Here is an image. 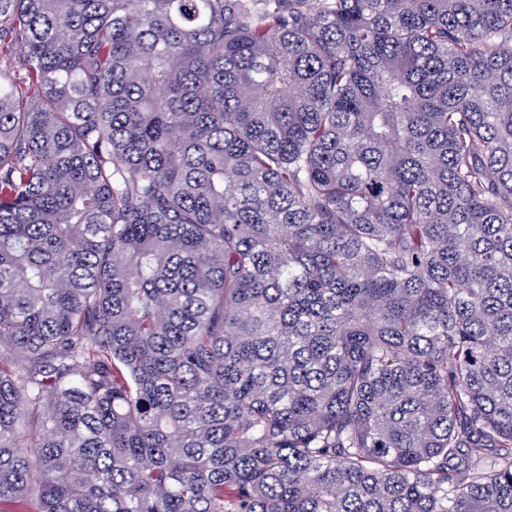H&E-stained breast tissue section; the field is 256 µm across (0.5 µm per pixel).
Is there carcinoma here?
<instances>
[{"mask_svg":"<svg viewBox=\"0 0 512 512\" xmlns=\"http://www.w3.org/2000/svg\"><path fill=\"white\" fill-rule=\"evenodd\" d=\"M0 512H512V0H0Z\"/></svg>","mask_w":512,"mask_h":512,"instance_id":"carcinoma-1","label":"carcinoma"}]
</instances>
